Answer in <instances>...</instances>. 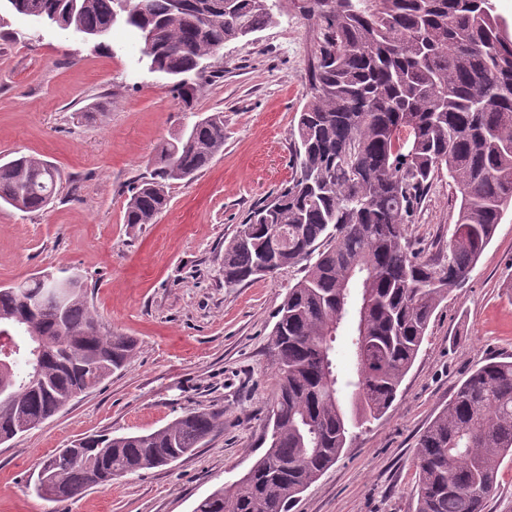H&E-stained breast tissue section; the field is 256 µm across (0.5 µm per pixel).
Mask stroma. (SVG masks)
<instances>
[{
    "label": "stroma",
    "instance_id": "stroma-1",
    "mask_svg": "<svg viewBox=\"0 0 512 512\" xmlns=\"http://www.w3.org/2000/svg\"><path fill=\"white\" fill-rule=\"evenodd\" d=\"M302 0H280L261 31L212 59L193 112L166 76L148 72L141 44L114 28L109 50L83 35L7 13L0 28V159L52 163L60 188L45 210L0 207V286L43 271L76 275L134 356L97 388L0 444V512H193L263 453L278 390L271 333L290 268L234 289L224 246L248 211L292 175L291 132L307 100L313 24ZM224 115V150L190 182L172 184L155 223L125 224L134 182L158 147L194 119ZM434 181L407 226L425 254L447 245L457 209ZM512 356V209L461 286L436 310L392 408L354 429L339 460L293 512H413L418 435L472 370ZM218 410L224 426L192 454L65 502L37 497L40 459L84 436L157 430L188 411Z\"/></svg>",
    "mask_w": 512,
    "mask_h": 512
}]
</instances>
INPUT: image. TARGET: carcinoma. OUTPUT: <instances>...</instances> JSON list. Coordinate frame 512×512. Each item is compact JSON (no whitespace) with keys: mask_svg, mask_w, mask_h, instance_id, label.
I'll use <instances>...</instances> for the list:
<instances>
[{"mask_svg":"<svg viewBox=\"0 0 512 512\" xmlns=\"http://www.w3.org/2000/svg\"><path fill=\"white\" fill-rule=\"evenodd\" d=\"M272 0H19L10 10L73 29L108 49L121 24L142 42L148 70L172 80L186 111L224 44L273 20ZM316 26L308 100L293 136L295 174L251 210L224 245V287L272 268L301 267L272 331L279 389L268 447L193 512H291L339 459L351 430L380 419L428 335L432 316L493 239L512 194V24L493 0H303ZM224 150V115L195 121L161 145L132 188L125 223L152 224L168 189L190 181ZM459 193L448 249L431 256L407 237L436 177ZM51 164L0 163V204L37 211L58 192ZM50 292L32 276L0 287V330L17 352L0 369V442L36 428L121 369L135 341L93 310L82 280L63 305L30 312ZM354 379L343 381L336 342L346 315ZM39 370L42 387L28 388ZM190 411L150 432L81 439L43 458L51 486L40 498L71 500L112 479L169 465L224 425ZM512 460V360L475 368L417 441L415 512H485Z\"/></svg>","mask_w":512,"mask_h":512,"instance_id":"carcinoma-1","label":"carcinoma"}]
</instances>
